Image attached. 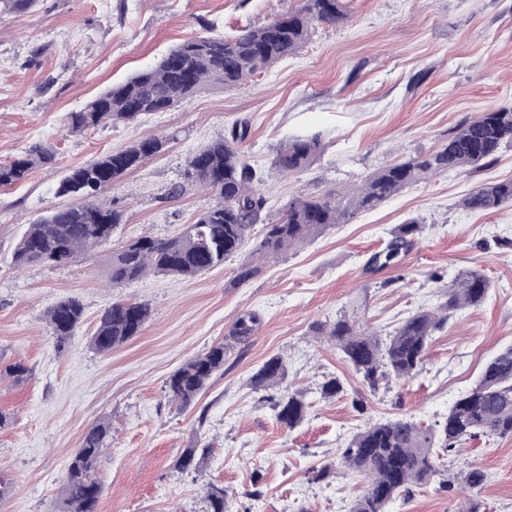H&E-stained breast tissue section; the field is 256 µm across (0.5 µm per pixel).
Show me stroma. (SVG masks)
Wrapping results in <instances>:
<instances>
[{"instance_id": "stroma-1", "label": "stroma", "mask_w": 512, "mask_h": 512, "mask_svg": "<svg viewBox=\"0 0 512 512\" xmlns=\"http://www.w3.org/2000/svg\"><path fill=\"white\" fill-rule=\"evenodd\" d=\"M298 0H40L35 11L0 16V164L31 145L51 144L52 164L0 188V369L21 362L20 384L0 381V475L12 485L0 512H55L66 466L96 421L110 424L95 475L99 512H205L204 486L228 493V512H350L365 485L338 453L366 423L412 417L429 427L477 380L485 362L512 344V207L488 214L461 207L475 186L512 178V149L476 171H449L356 213L276 259L257 261L255 238L224 265L193 279L150 274L123 289L108 285L113 250L134 238L176 235L214 202L210 191L171 189L188 157L240 120L241 149L263 180L255 190L277 217L298 191H345L378 168L436 148L463 119L512 103V0H348L340 28L315 26L294 57L231 90L133 124L68 133L65 118L106 87L155 65L188 37L233 35L262 25ZM164 136L165 150L108 193L125 211L112 240L64 265L18 271L13 252L29 221L61 205L57 184L70 168ZM316 136L321 154L306 172L273 173L276 149ZM415 219L414 246L389 266L372 265L399 225ZM259 271L239 281L242 265ZM482 269L486 300L454 313L433 336L409 380L363 383L323 329L340 317L391 332L433 309L456 276ZM75 297L84 322L57 351L45 314ZM121 296L148 301L142 333L101 356L87 345L102 312ZM254 313L251 336H234ZM223 343L224 368L185 407L165 382L186 361ZM287 365L286 384L309 405L295 429L281 425L265 390L250 377L271 356ZM339 377L325 398L320 385ZM206 449L200 473L174 469L184 449ZM488 476L482 512H512V436L467 440L444 459L443 473L399 496L387 512H462L461 476ZM327 468L325 479L315 472Z\"/></svg>"}]
</instances>
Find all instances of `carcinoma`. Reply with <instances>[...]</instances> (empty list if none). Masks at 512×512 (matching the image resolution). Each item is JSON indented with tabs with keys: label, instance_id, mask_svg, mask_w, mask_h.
<instances>
[{
	"label": "carcinoma",
	"instance_id": "1",
	"mask_svg": "<svg viewBox=\"0 0 512 512\" xmlns=\"http://www.w3.org/2000/svg\"><path fill=\"white\" fill-rule=\"evenodd\" d=\"M38 0H0V16L29 12ZM349 18L345 0H300V5L258 27H246L231 37L195 36L172 48L153 67L139 71L111 86L80 111L71 112L67 128L83 132L118 122L134 123L146 115L166 112L209 88L231 89L243 84L258 70L272 66L301 50L316 24L340 28ZM248 133V123L237 122L229 134H220L201 146L187 160L184 179L211 191L216 201L199 213L194 222L170 238L141 236L112 252L110 283L122 288L148 271L194 278L224 264L236 254L254 224L261 219L266 200L253 189L257 172L239 144ZM166 141L145 137L119 152L105 154L75 167L59 182L56 195L73 202L50 209L29 224L17 244L13 261L18 268L36 263L60 264L67 255H79L106 243L113 229L123 223L124 211L106 196L121 179L162 151ZM512 147V104H505L464 119L448 133V140L435 149L404 161L386 165L367 176L352 194L301 192L288 201L279 216L263 225L255 253L275 256L304 241L313 233L344 224L360 210L377 207L403 190L430 177L463 167L478 169L497 160ZM321 152L318 137L294 138L280 145L272 169L282 174L307 170ZM50 146H33L8 164H0V187L25 181L38 167L55 161ZM462 206L474 212H496L512 206V178L481 184L465 195ZM419 222L399 226L388 246L386 261L414 245ZM490 282L476 268L459 273L448 290V299L434 310H419L386 338L364 334L347 320H338L328 336L336 342L344 360L371 388L390 376L415 377L427 355L429 342L445 328L453 311L481 304ZM151 315L149 303L120 298L103 313L89 337L96 353L108 355L141 334ZM84 306L66 297L46 313L47 323L61 350L76 335L83 322ZM257 316L238 318L234 335L253 333ZM224 367V343L211 345L196 355L166 381L171 399L190 404L213 374ZM23 363L0 370V379L19 383L28 376ZM286 366L272 356L251 376L253 389L283 383ZM277 420L289 429L301 424L308 403L303 392L287 391L273 403ZM110 427L97 422L85 433L82 445L70 459L63 479L58 512H98L102 487L94 475L99 456L106 448ZM480 434L512 436V346L498 351L483 367L475 384L459 395L447 416L423 428L401 416L376 422L356 433L340 449L339 461L346 468L369 476L364 492L351 512H387V507L413 485L430 482L441 474L439 461L464 441ZM206 449L187 448L175 462L181 471L197 470ZM224 486L207 485V512H227Z\"/></svg>",
	"mask_w": 512,
	"mask_h": 512
}]
</instances>
